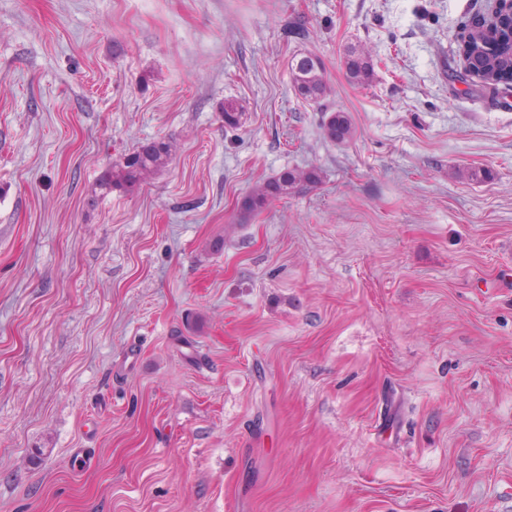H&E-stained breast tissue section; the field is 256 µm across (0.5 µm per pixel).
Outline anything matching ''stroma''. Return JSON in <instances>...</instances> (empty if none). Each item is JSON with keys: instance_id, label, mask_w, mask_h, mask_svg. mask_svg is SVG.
Returning <instances> with one entry per match:
<instances>
[{"instance_id": "35a3bbf8", "label": "stroma", "mask_w": 512, "mask_h": 512, "mask_svg": "<svg viewBox=\"0 0 512 512\" xmlns=\"http://www.w3.org/2000/svg\"><path fill=\"white\" fill-rule=\"evenodd\" d=\"M491 7L0 0V512H512V96L456 79ZM375 63L371 54L363 47L347 49L344 60V74L347 81L358 87H368L375 81ZM290 72L295 94L305 101L322 105L328 94L323 61L311 53H297L291 58ZM322 112H324L322 128L325 136L329 140L343 143L350 140L354 136L355 129L347 112H328L327 110ZM169 158L170 149L164 143L142 146L105 171L100 178V187L105 191H111L114 187H135L148 175L165 167ZM321 179L317 169H288L258 185L243 200L241 210L249 215L261 210L266 202L276 196L292 194L295 190L308 189Z\"/></svg>"}]
</instances>
